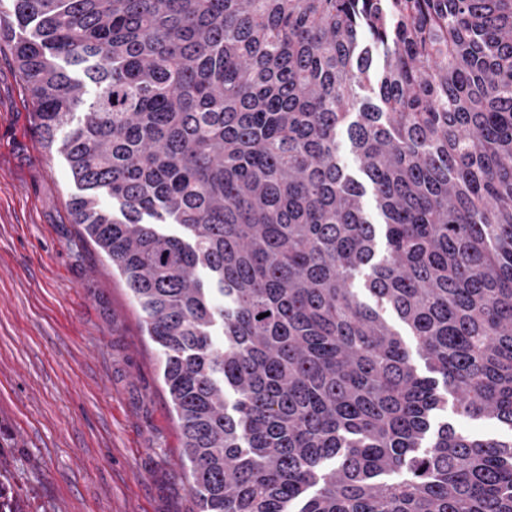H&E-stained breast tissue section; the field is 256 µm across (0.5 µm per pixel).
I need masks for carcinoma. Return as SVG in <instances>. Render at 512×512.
<instances>
[{
  "instance_id": "obj_1",
  "label": "carcinoma",
  "mask_w": 512,
  "mask_h": 512,
  "mask_svg": "<svg viewBox=\"0 0 512 512\" xmlns=\"http://www.w3.org/2000/svg\"><path fill=\"white\" fill-rule=\"evenodd\" d=\"M0 40L201 512H512V0H12Z\"/></svg>"
}]
</instances>
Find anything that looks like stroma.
<instances>
[{
  "instance_id": "obj_1",
  "label": "stroma",
  "mask_w": 512,
  "mask_h": 512,
  "mask_svg": "<svg viewBox=\"0 0 512 512\" xmlns=\"http://www.w3.org/2000/svg\"><path fill=\"white\" fill-rule=\"evenodd\" d=\"M0 41V495L19 512H200L161 352L71 215Z\"/></svg>"
}]
</instances>
